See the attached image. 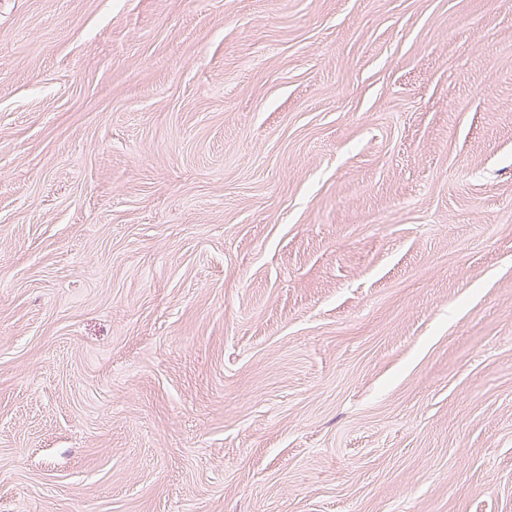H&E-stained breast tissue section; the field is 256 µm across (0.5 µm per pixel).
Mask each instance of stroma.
<instances>
[{
	"label": "stroma",
	"instance_id": "obj_1",
	"mask_svg": "<svg viewBox=\"0 0 512 512\" xmlns=\"http://www.w3.org/2000/svg\"><path fill=\"white\" fill-rule=\"evenodd\" d=\"M0 512H512V9L0 0Z\"/></svg>",
	"mask_w": 512,
	"mask_h": 512
}]
</instances>
